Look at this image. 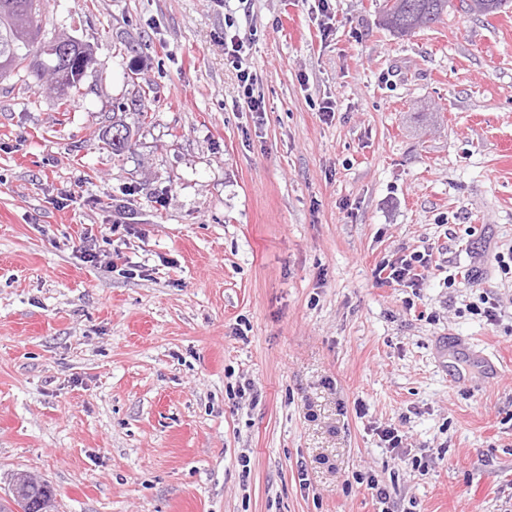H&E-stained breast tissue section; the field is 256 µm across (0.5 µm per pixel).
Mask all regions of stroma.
I'll use <instances>...</instances> for the list:
<instances>
[{
    "mask_svg": "<svg viewBox=\"0 0 512 512\" xmlns=\"http://www.w3.org/2000/svg\"><path fill=\"white\" fill-rule=\"evenodd\" d=\"M329 5L325 36L317 0H48L93 61L64 98L0 79V496L512 512V0L408 36ZM427 247L422 287L379 283ZM249 39L251 38L245 39V36L241 38L240 35L235 34L230 38L231 49H229L227 39H224V54L230 57L231 64L239 71V88L241 89L239 99L243 100L248 111L261 114L265 111V103L264 97L259 92L255 95L254 86L258 80L257 75L247 68L242 69V61L239 56L244 44Z\"/></svg>",
    "mask_w": 512,
    "mask_h": 512,
    "instance_id": "stroma-1",
    "label": "stroma"
}]
</instances>
